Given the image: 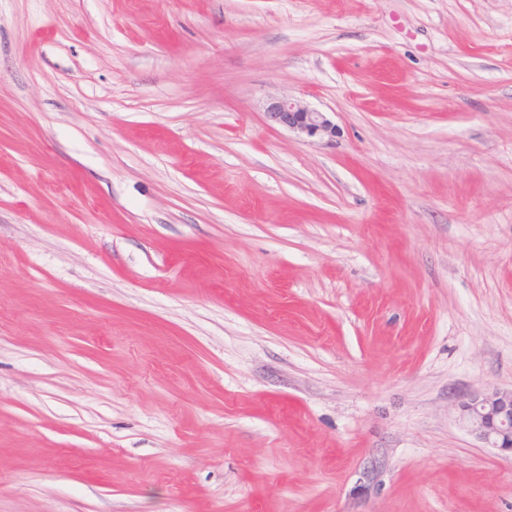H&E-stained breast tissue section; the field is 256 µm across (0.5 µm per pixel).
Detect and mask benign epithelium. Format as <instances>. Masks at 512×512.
<instances>
[{
	"label": "benign epithelium",
	"mask_w": 512,
	"mask_h": 512,
	"mask_svg": "<svg viewBox=\"0 0 512 512\" xmlns=\"http://www.w3.org/2000/svg\"><path fill=\"white\" fill-rule=\"evenodd\" d=\"M267 118L292 132L331 139L336 125L324 112L297 99L273 97L266 103ZM459 420L479 441L512 451V388L487 387L466 394L458 405Z\"/></svg>",
	"instance_id": "7a95c632"
}]
</instances>
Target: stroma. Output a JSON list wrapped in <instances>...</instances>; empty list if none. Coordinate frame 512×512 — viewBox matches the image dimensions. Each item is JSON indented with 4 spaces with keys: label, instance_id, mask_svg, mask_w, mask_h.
Instances as JSON below:
<instances>
[{
    "label": "stroma",
    "instance_id": "stroma-1",
    "mask_svg": "<svg viewBox=\"0 0 512 512\" xmlns=\"http://www.w3.org/2000/svg\"><path fill=\"white\" fill-rule=\"evenodd\" d=\"M488 386L512 0H0V512H512ZM267 118L289 131L309 137L331 139L336 136V125L326 115L292 98H270L265 107ZM459 420L479 441L512 453V388L487 387L466 394Z\"/></svg>",
    "mask_w": 512,
    "mask_h": 512
}]
</instances>
